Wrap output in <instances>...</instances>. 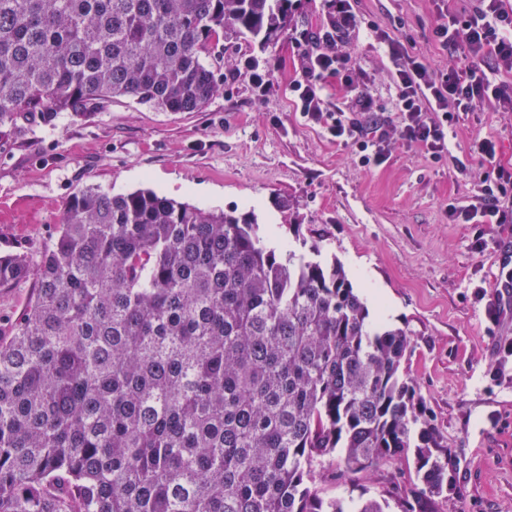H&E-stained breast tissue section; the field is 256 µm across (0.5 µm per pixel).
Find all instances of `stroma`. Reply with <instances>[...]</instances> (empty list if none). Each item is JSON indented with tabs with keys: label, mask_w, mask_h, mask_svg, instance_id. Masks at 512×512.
Returning a JSON list of instances; mask_svg holds the SVG:
<instances>
[{
	"label": "stroma",
	"mask_w": 512,
	"mask_h": 512,
	"mask_svg": "<svg viewBox=\"0 0 512 512\" xmlns=\"http://www.w3.org/2000/svg\"><path fill=\"white\" fill-rule=\"evenodd\" d=\"M478 0H353L364 25L346 50L351 89H328L326 111L352 109L367 92L377 111L398 117L387 40L433 67L465 66L463 52L442 49L440 16L468 20ZM328 0H296L292 28L261 48L249 37L224 44L223 91L200 112H165L129 98L105 104L86 120L61 118L0 147V253L30 260L56 233L65 202L89 186L126 193L152 188L179 201L255 216L272 245H319L343 265L371 314L408 328L404 362L445 442L463 463V497L440 500L439 512H512V370L492 379L497 346L512 340V298L498 296L508 270L500 248L506 224H463L449 207L477 204L486 170L469 152L479 134L497 140L498 163L512 167V112L459 115L448 125V152L432 159L393 139L380 165L360 164L297 110L291 86L303 80L301 33L328 26ZM269 66L264 92L254 90L249 61ZM35 291L34 277L0 288V337L9 334ZM497 298L499 315L488 303ZM317 483L329 498L369 493L401 512L395 487L413 485L414 466L397 459L350 479L335 478L322 458Z\"/></svg>",
	"instance_id": "35a3bbf8"
}]
</instances>
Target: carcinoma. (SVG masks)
Returning <instances> with one entry per match:
<instances>
[{
	"label": "carcinoma",
	"instance_id": "carcinoma-1",
	"mask_svg": "<svg viewBox=\"0 0 512 512\" xmlns=\"http://www.w3.org/2000/svg\"><path fill=\"white\" fill-rule=\"evenodd\" d=\"M291 0H0V143L117 98L199 112L219 41L288 31ZM271 247L254 216L87 187L0 339V512H385L336 476L413 457L403 512L457 494L461 458L403 369L411 332L370 316L343 265Z\"/></svg>",
	"mask_w": 512,
	"mask_h": 512
}]
</instances>
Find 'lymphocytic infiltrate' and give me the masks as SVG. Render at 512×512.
Wrapping results in <instances>:
<instances>
[{
  "label": "lymphocytic infiltrate",
  "instance_id": "lymphocytic-infiltrate-1",
  "mask_svg": "<svg viewBox=\"0 0 512 512\" xmlns=\"http://www.w3.org/2000/svg\"><path fill=\"white\" fill-rule=\"evenodd\" d=\"M329 2L334 20L330 28L310 38L305 78L292 86L294 102L304 117L325 125L337 142L354 147L362 165L381 164L396 136L423 147L433 159H441L448 150V124L457 113L488 103L512 111V84L504 80L512 73V9L506 7L505 0H479L474 15L465 23L452 19L437 25L442 47L464 50L470 60L465 68L435 70L419 56L406 52L400 43L389 42L399 102L397 123L379 116L365 94L357 99L358 115L340 109L324 111L322 104L330 83L351 84L350 58L339 50L338 43L361 24L351 0ZM469 150L491 167L481 182L482 205L449 209V217L466 224H511L512 209L504 207L502 201L512 199V170L497 164L496 140L475 136Z\"/></svg>",
  "mask_w": 512,
  "mask_h": 512
}]
</instances>
